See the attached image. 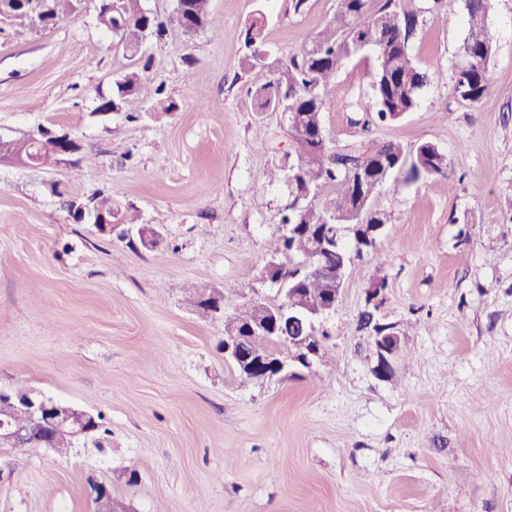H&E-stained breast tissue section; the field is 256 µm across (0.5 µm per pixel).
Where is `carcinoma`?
Segmentation results:
<instances>
[{"instance_id": "carcinoma-1", "label": "carcinoma", "mask_w": 512, "mask_h": 512, "mask_svg": "<svg viewBox=\"0 0 512 512\" xmlns=\"http://www.w3.org/2000/svg\"><path fill=\"white\" fill-rule=\"evenodd\" d=\"M31 0H16L10 23L32 29H51L66 22L81 10L85 0H51L47 12L36 13ZM172 19L181 33L211 27L210 0H176ZM490 0L466 12L468 37L462 50L467 68L455 73L453 84L463 85L467 94L460 99L477 104L495 93L487 75V63L495 45L489 26ZM98 17L106 26L118 29V45L131 60L143 63L148 70L152 58L142 53L149 36L162 37L168 24L149 16L143 0H116L112 11L99 6ZM264 14L246 25L242 66L248 75V93L257 102L258 111L281 110L288 113V133L297 148L296 162L280 169L266 171L267 184L282 180L304 192V201L296 205L299 195L285 208L282 216L284 232L271 238L267 251L271 258L286 255L296 259L281 265L289 287L299 289L295 306L277 325L267 332L259 344L285 355V347L276 342L278 336H314L311 321L321 308L331 305L326 297L327 284L320 275L304 268L313 257L327 270L336 271L344 282L349 264L363 255H378L377 248H360L366 224L389 223V216L375 209L376 198L384 185L400 174L406 181L427 180L447 174L448 156L432 142H422L412 149L395 141H377L368 137L354 139L339 147L328 137L324 122V97L333 88L338 71L346 60L369 54L374 59L371 91L375 119L384 124L401 120L418 105V90L427 73L414 61L409 43L419 26V13L407 10L399 0H384L376 10L370 0H336L335 20L322 28L299 52L289 55L273 67L261 58L265 50ZM139 88L130 73L114 81L112 97L98 107L101 112H114ZM328 188L335 196L327 204L319 196ZM376 305L361 314L360 325L385 334L394 324L374 322ZM254 306L245 305L224 324V330L243 329L254 324Z\"/></svg>"}]
</instances>
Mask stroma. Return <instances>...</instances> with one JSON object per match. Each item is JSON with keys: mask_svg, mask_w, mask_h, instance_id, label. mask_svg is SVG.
Wrapping results in <instances>:
<instances>
[{"mask_svg": "<svg viewBox=\"0 0 512 512\" xmlns=\"http://www.w3.org/2000/svg\"><path fill=\"white\" fill-rule=\"evenodd\" d=\"M410 51L430 80L413 112L358 126L370 61L336 75L324 126L336 145L366 135L429 141L447 175L392 178L391 217L315 323L325 363L265 379L224 358V321L281 303L262 275L291 197L263 171L296 160L284 112L255 111L241 66L245 27L266 16L272 59L302 49L336 0H210L214 29L147 40L153 65L120 111L99 115L114 81L138 69L86 0L67 23L0 24V138L46 128L75 137L92 164L51 170L0 161V388L21 386L102 414L109 446L5 448L25 463L0 484V512H93L91 481L132 512H512V0H492L496 86L476 105L452 91L467 35L462 4L426 0ZM165 87L172 112L153 115ZM94 195L159 225L150 251L75 221ZM498 223H487L490 213ZM386 276L377 319L395 324L392 379L359 327ZM224 292V316L188 308L181 285Z\"/></svg>", "mask_w": 512, "mask_h": 512, "instance_id": "1", "label": "stroma"}]
</instances>
